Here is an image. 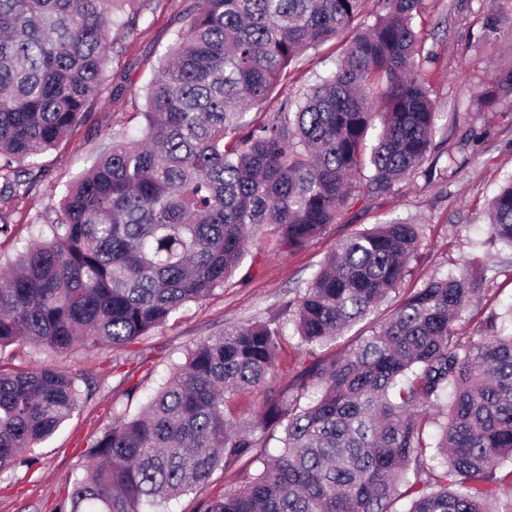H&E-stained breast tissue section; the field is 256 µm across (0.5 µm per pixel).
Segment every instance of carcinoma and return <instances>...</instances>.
<instances>
[{
    "instance_id": "cac0c4a2",
    "label": "carcinoma",
    "mask_w": 512,
    "mask_h": 512,
    "mask_svg": "<svg viewBox=\"0 0 512 512\" xmlns=\"http://www.w3.org/2000/svg\"><path fill=\"white\" fill-rule=\"evenodd\" d=\"M128 2L0 0V198L26 194L35 157L87 113L125 50L111 28L134 33L118 16ZM423 2L196 0L145 87L139 138L112 139L0 272V352L124 348L223 287L259 233L292 252L336 223L353 189L382 196L432 176ZM332 40L333 68L264 111L304 54ZM511 95L512 69L496 73L486 98ZM251 109L262 119L246 121ZM488 219L490 240L512 249V177ZM419 242V225L396 221L336 244L287 304L311 363L246 425L230 400L268 383L282 324L198 341L136 416L113 413L55 512H145L244 457L257 472L197 512H396L405 497V512H512V331L492 310L475 335H456L483 292L469 264L394 303L341 352H321L392 300ZM95 389L50 361L0 368V474L31 462L26 452Z\"/></svg>"
}]
</instances>
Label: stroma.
Here are the masks:
<instances>
[{
	"label": "stroma",
	"instance_id": "35a3bbf8",
	"mask_svg": "<svg viewBox=\"0 0 512 512\" xmlns=\"http://www.w3.org/2000/svg\"><path fill=\"white\" fill-rule=\"evenodd\" d=\"M193 5L194 0H141L135 32L125 38V51L109 66L113 75L123 76V91L103 87L72 136L38 156L45 174L28 194L0 202V220L14 229L11 238H0V265L16 256L37 225L51 219L66 182L87 172L113 136L134 135L142 128L145 87ZM424 6L415 29L434 53L425 69L439 112L436 138L453 144L465 131H474L466 163L459 168L449 165L443 155L434 181L419 175L390 195L354 193L341 219L301 249L281 255L269 239L251 246L242 267L224 287L189 303L154 335L121 351L100 347L58 357L60 368L81 370L100 389L53 438L31 450L32 466L0 474V512H52L57 498L87 466L90 446L114 412L137 414L158 384L184 362L187 349L202 338L234 323L286 321L288 300L312 278L336 243L388 219L400 217L423 227L406 287L446 277L465 260L483 266L484 291L457 321L459 336L472 335L481 313H501L512 305V250L485 242L487 203L512 177V96L489 107L481 102L491 75L512 67V0H425ZM331 66L329 53H307L294 82L274 91L268 110L315 84ZM303 362L298 337L285 333L276 376L267 387L236 394L235 411L246 417L260 413L269 391L284 390ZM127 370L142 383L131 399L117 387L119 373ZM256 469L244 459L233 462L217 470L201 491L152 507L151 512H194L199 500L240 486Z\"/></svg>",
	"mask_w": 512,
	"mask_h": 512
}]
</instances>
